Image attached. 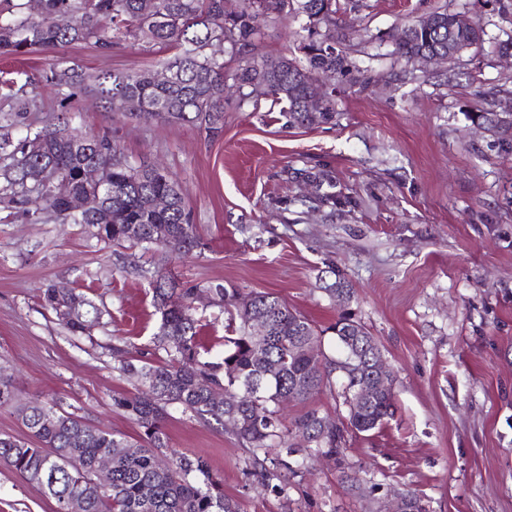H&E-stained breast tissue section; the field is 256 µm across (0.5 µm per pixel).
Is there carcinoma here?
Wrapping results in <instances>:
<instances>
[{"instance_id": "cac0c4a2", "label": "carcinoma", "mask_w": 512, "mask_h": 512, "mask_svg": "<svg viewBox=\"0 0 512 512\" xmlns=\"http://www.w3.org/2000/svg\"><path fill=\"white\" fill-rule=\"evenodd\" d=\"M40 16L28 13V2L0 10V55H20L36 47L92 41L111 49L127 40L147 38L177 49L164 67L176 78L169 84L155 81L150 70L105 71L91 78L76 68L51 71L47 78L57 88L61 103L76 91L89 88L104 104L121 95L126 111L146 120L168 124H199L209 134L224 130V93L234 89L239 102L258 109L263 104L280 107L288 125L304 127L335 120L334 101L327 97L316 111L307 108L308 95L321 78L340 81L359 66L336 47L335 0H241L234 13L224 12V0H154L153 10H142L143 0H39ZM60 14H70L77 23L67 28L55 24ZM298 15L309 20L302 41L307 64L286 57H267L256 51V39L268 18L288 21ZM430 16L439 29L412 28L397 43L392 54L407 61L432 53H448V45L476 50L483 43L479 24L452 30L456 15L438 8ZM14 33L9 40L5 33ZM0 85L13 90L15 106L0 113V128H20L17 139L0 136V204L25 219L37 222L56 217L69 224L94 228L100 243L125 249H157L169 236L184 241V252L199 246L196 225L185 205L177 181L153 171L151 165L130 163L108 136L89 140L71 127L69 109L54 123L36 125L30 120V102L25 85L11 79ZM495 113L474 112L472 122L495 133L494 147L505 157L512 155V125L495 123ZM40 142L39 151L26 147ZM107 169L105 187L85 182L83 168ZM51 168L58 181L43 190L46 210L28 209L30 185L23 182L25 169ZM315 200L335 207L338 201L330 175L308 172ZM100 195L103 214L67 212L72 195ZM166 197L163 209L153 206ZM334 281L319 278L320 289L334 299L353 294L350 284L335 269ZM152 301L160 313L155 346L166 353L159 364L134 362L128 357L121 370L141 383L134 395L118 394L112 405L139 429L135 438L92 427L75 414L61 412L53 403L35 401L23 413L22 422L39 446L32 447L12 436L0 434V462L22 479L39 486L55 502V512H69V503L81 498L78 512H240L238 504L224 496L223 479L212 472L206 460L167 456L169 438L164 423L170 410L178 409L209 425L224 426L230 417L238 421L235 434L251 454V475L262 486L281 493L280 481L299 476L318 456L331 459L340 454L345 433L359 434L380 428L392 415V404L375 399L362 408L347 409L345 422L336 426L313 403L323 388L331 385L335 359L324 349L325 330L306 316L291 310L270 293L243 292L222 285L209 286L211 302L224 309V351L203 356L199 340L201 324L194 318L195 294L201 285L176 281L160 263L150 272ZM44 306L74 335H84L100 324L101 311L88 298L68 292L56 294L49 285L43 291ZM267 322L266 335L257 340L253 322ZM339 359L355 355L356 343L369 344L374 337L360 322L342 317L329 327ZM16 400L11 379L0 374V407ZM299 402L307 409L289 420L283 402ZM112 462L111 489L101 492L94 485L99 459Z\"/></svg>"}]
</instances>
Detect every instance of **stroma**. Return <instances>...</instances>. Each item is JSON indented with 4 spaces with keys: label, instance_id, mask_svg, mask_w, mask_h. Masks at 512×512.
<instances>
[{
    "label": "stroma",
    "instance_id": "obj_1",
    "mask_svg": "<svg viewBox=\"0 0 512 512\" xmlns=\"http://www.w3.org/2000/svg\"><path fill=\"white\" fill-rule=\"evenodd\" d=\"M346 47H359L364 76L332 86L333 123L289 127L279 111L228 105L224 133L104 110L92 93L70 102L73 127L109 134L130 161L163 164L197 227L191 254L134 251L117 257L91 227L33 223L0 206V373L16 407L0 409V434L29 440L17 412L57 404L92 426L136 436L112 405L136 384L119 369L114 337L130 354L162 362L160 321L143 269L167 257L176 278L278 296L318 327L360 321L390 365L393 414L369 435L350 436L340 455L292 479L282 493L257 484L231 429L171 411L172 451L203 457L241 512H377L387 494L412 492L426 512H512V156L470 113L512 99V0H339ZM463 12L484 44L454 64L423 68L392 56L405 20L435 8ZM306 17L267 22L258 42L270 57L300 58ZM174 51L148 41L103 50L91 43L1 58L0 71L31 82L33 118L59 113L46 78L75 66L103 71L162 69ZM328 171L341 198L309 196L302 171ZM337 269L349 300L317 287ZM53 284L101 310L75 336L40 300ZM53 501L0 463V512H54Z\"/></svg>",
    "mask_w": 512,
    "mask_h": 512
}]
</instances>
